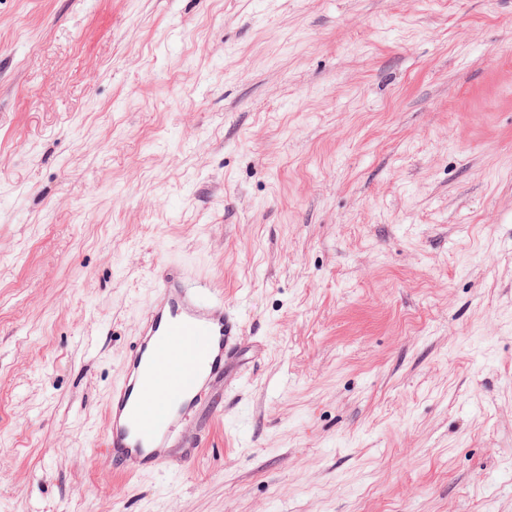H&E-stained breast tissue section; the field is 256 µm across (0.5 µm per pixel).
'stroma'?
Instances as JSON below:
<instances>
[{
	"label": "stroma",
	"mask_w": 512,
	"mask_h": 512,
	"mask_svg": "<svg viewBox=\"0 0 512 512\" xmlns=\"http://www.w3.org/2000/svg\"><path fill=\"white\" fill-rule=\"evenodd\" d=\"M171 260L241 344L131 475ZM0 512H512V0H0Z\"/></svg>",
	"instance_id": "35a3bbf8"
}]
</instances>
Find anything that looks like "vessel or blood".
Wrapping results in <instances>:
<instances>
[{"label": "vessel or blood", "mask_w": 512, "mask_h": 512, "mask_svg": "<svg viewBox=\"0 0 512 512\" xmlns=\"http://www.w3.org/2000/svg\"><path fill=\"white\" fill-rule=\"evenodd\" d=\"M152 288L153 302L112 388L104 431L106 454L133 473L172 468L166 450L208 404L238 335L223 290L192 277L183 265L162 264Z\"/></svg>", "instance_id": "obj_1"}]
</instances>
